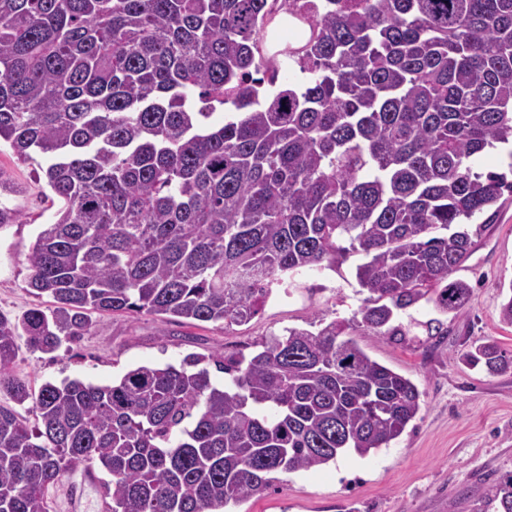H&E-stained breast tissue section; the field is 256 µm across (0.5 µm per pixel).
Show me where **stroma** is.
Wrapping results in <instances>:
<instances>
[{
	"instance_id": "stroma-1",
	"label": "stroma",
	"mask_w": 512,
	"mask_h": 512,
	"mask_svg": "<svg viewBox=\"0 0 512 512\" xmlns=\"http://www.w3.org/2000/svg\"><path fill=\"white\" fill-rule=\"evenodd\" d=\"M43 164L38 154L18 163L8 145L0 146V171L14 187L4 201L18 215L16 223L0 227V313L12 317L37 303L27 290L26 254L62 206ZM468 230L472 251L454 273L473 289L463 310L442 315L433 302L420 300L396 318L407 331L401 341L353 330L372 359L418 387L416 419L391 447L282 475L276 488L238 503L236 512H469L468 496L512 472V371L493 376L463 360L471 345L489 339L512 354V327L499 320L502 291L512 286V200L493 224ZM362 260L350 252L337 270L303 275L276 290L244 325H179L143 312H96L88 335L70 347L45 355L20 346L15 371L36 389L74 378L106 385L129 369L177 365L191 353L249 355L286 329L352 319L365 297L354 277ZM435 318L444 335L427 334L424 324ZM107 478L100 468L74 467L50 487L48 512H108Z\"/></svg>"
}]
</instances>
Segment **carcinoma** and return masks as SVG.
<instances>
[{"instance_id": "carcinoma-1", "label": "carcinoma", "mask_w": 512, "mask_h": 512, "mask_svg": "<svg viewBox=\"0 0 512 512\" xmlns=\"http://www.w3.org/2000/svg\"><path fill=\"white\" fill-rule=\"evenodd\" d=\"M0 0V142L43 156L64 200L29 248L50 304L0 313V512H47L73 467L97 465L108 512H232L280 473L391 447L420 410L408 378L371 359L350 323L290 328L250 357L190 354L110 385L33 391L17 340L52 354L90 312L244 325L305 270L365 261V334L403 336L428 296L457 313L472 288L464 224L512 198V0ZM293 40L264 53L279 13ZM312 74L282 76L275 57ZM227 104L209 126L200 105ZM464 358L512 370L494 341ZM224 372L212 382L209 365ZM472 512H512V473Z\"/></svg>"}]
</instances>
